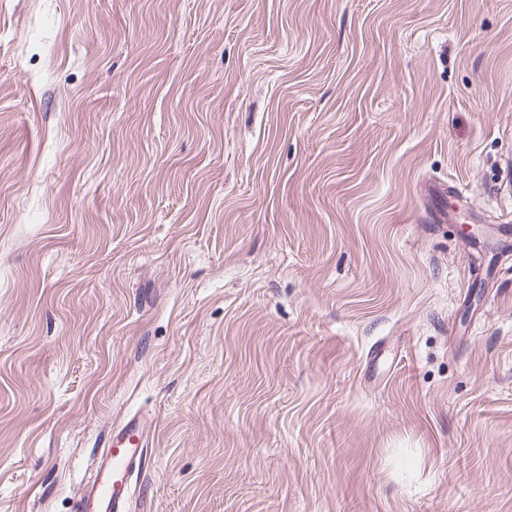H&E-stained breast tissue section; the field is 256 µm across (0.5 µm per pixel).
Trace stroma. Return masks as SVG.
<instances>
[{
	"instance_id": "stroma-1",
	"label": "stroma",
	"mask_w": 512,
	"mask_h": 512,
	"mask_svg": "<svg viewBox=\"0 0 512 512\" xmlns=\"http://www.w3.org/2000/svg\"><path fill=\"white\" fill-rule=\"evenodd\" d=\"M136 412V512H512V0H0V512Z\"/></svg>"
}]
</instances>
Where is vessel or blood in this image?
<instances>
[{"label": "vessel or blood", "mask_w": 512, "mask_h": 512, "mask_svg": "<svg viewBox=\"0 0 512 512\" xmlns=\"http://www.w3.org/2000/svg\"><path fill=\"white\" fill-rule=\"evenodd\" d=\"M147 456V422L135 414L112 429L108 446L96 462L94 480L81 488L80 512H133V480Z\"/></svg>", "instance_id": "1"}]
</instances>
